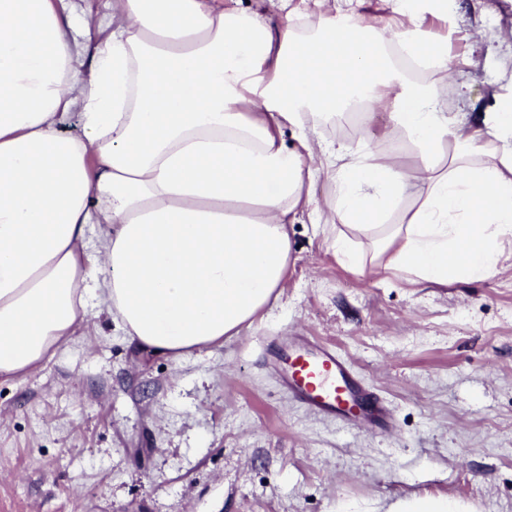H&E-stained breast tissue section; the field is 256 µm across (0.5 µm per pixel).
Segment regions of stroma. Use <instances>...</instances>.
I'll return each mask as SVG.
<instances>
[{
  "label": "stroma",
  "instance_id": "obj_1",
  "mask_svg": "<svg viewBox=\"0 0 512 512\" xmlns=\"http://www.w3.org/2000/svg\"><path fill=\"white\" fill-rule=\"evenodd\" d=\"M447 36L457 118L475 125L512 97V0H458ZM318 129L413 166L378 107ZM327 227L290 228L277 303L223 345L179 359L140 351L101 306L25 377L0 378V512H371L409 495L512 512V259L437 286L341 265ZM304 334L335 345L392 409L393 426L306 410L262 364Z\"/></svg>",
  "mask_w": 512,
  "mask_h": 512
}]
</instances>
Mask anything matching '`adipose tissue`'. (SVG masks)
Instances as JSON below:
<instances>
[{
    "label": "adipose tissue",
    "mask_w": 512,
    "mask_h": 512,
    "mask_svg": "<svg viewBox=\"0 0 512 512\" xmlns=\"http://www.w3.org/2000/svg\"><path fill=\"white\" fill-rule=\"evenodd\" d=\"M103 3L0 0V376L54 356L95 304L145 352L223 345L279 298L305 210L338 222L336 258L362 274L445 286L512 252V105L458 126L448 41L426 29L455 0H389V29L352 0L276 29L227 0ZM352 101L390 109L413 169L317 147Z\"/></svg>",
    "instance_id": "1"
}]
</instances>
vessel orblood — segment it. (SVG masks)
<instances>
[{
  "label": "vessel or blood",
  "instance_id": "vessel-or-blood-1",
  "mask_svg": "<svg viewBox=\"0 0 512 512\" xmlns=\"http://www.w3.org/2000/svg\"><path fill=\"white\" fill-rule=\"evenodd\" d=\"M264 359L294 398L317 413L341 422L357 412L368 418L388 413L362 389L351 363L314 337H293L280 349L265 352Z\"/></svg>",
  "mask_w": 512,
  "mask_h": 512
}]
</instances>
